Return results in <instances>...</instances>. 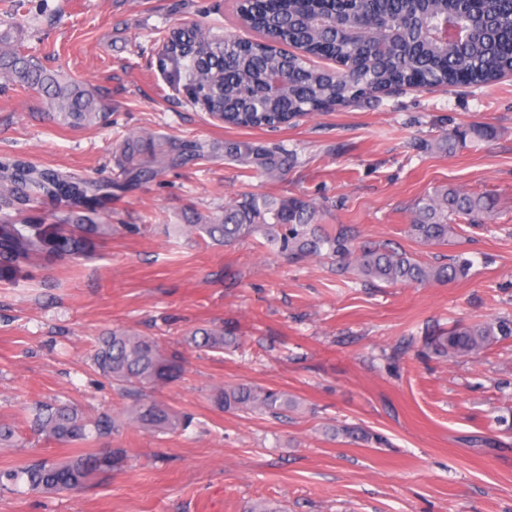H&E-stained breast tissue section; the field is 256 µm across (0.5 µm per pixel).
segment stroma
I'll return each instance as SVG.
<instances>
[{
  "label": "stroma",
  "mask_w": 512,
  "mask_h": 512,
  "mask_svg": "<svg viewBox=\"0 0 512 512\" xmlns=\"http://www.w3.org/2000/svg\"><path fill=\"white\" fill-rule=\"evenodd\" d=\"M236 0H0V39L59 71L106 105L73 127L47 94L0 79V159L92 181L121 180L127 137L165 148L208 144L207 157L164 170L93 206L114 225L79 261L40 262L0 280V423L16 430L0 469L30 458L60 461L69 444L45 440L44 403L87 414L128 401L92 362L115 329L157 338L184 357L181 379L156 392L192 416L175 433L121 430L123 467L73 494L0 490V512H244L253 501L282 512H512V339L475 358L421 353L429 331L512 318V76L457 88H404L277 129H237L213 119L185 84H172L160 49L176 27L239 32ZM491 138L447 149L442 138L471 123ZM228 140L295 154L276 179L224 155ZM487 193L491 223L443 246L406 233L426 190ZM243 192L302 196L322 224H349L424 261L463 255L466 278L390 286L362 281L323 258L298 263L259 240L225 248L175 234L174 225L220 215ZM235 326L241 343L221 352L190 346L195 328ZM253 383L295 397L287 421L225 412L214 388ZM354 424L388 438L343 445L327 427Z\"/></svg>",
  "instance_id": "stroma-1"
}]
</instances>
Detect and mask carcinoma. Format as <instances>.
<instances>
[{"mask_svg":"<svg viewBox=\"0 0 512 512\" xmlns=\"http://www.w3.org/2000/svg\"><path fill=\"white\" fill-rule=\"evenodd\" d=\"M236 14L258 38L185 29L186 48L171 50L165 61L170 77L190 81L209 114L230 127L276 129L321 111L328 102L350 106L390 89L412 86L416 80L426 87H457L488 84L512 73V0H280L275 4L255 0L250 5L237 4ZM451 16L466 24L465 40L437 43L423 37V28ZM286 45L295 51L284 49ZM316 59L330 60L336 67L316 65ZM272 73L285 74L282 88L274 94L263 82ZM0 78L50 92L59 115L72 126L101 117V103L94 94L9 46H0ZM491 136L490 126L473 123L452 129L444 141L451 146ZM152 146V138L146 135L124 145L129 162L124 176L138 181L148 168L157 174L204 152L201 144L187 145L174 155ZM224 154L267 176L288 166V157L278 148L226 140ZM0 195L18 207L48 200L67 208L62 224H14L4 218L0 223L2 278L21 275L36 260L82 256L92 240L112 237L114 225L89 223L85 206L88 198H112L110 182L90 181L15 156L0 161ZM494 216V198L438 186L419 199L407 232L422 245L441 246L457 235L460 223L488 224ZM176 230L224 246L260 236L264 247L292 262L329 258L364 281L387 285L450 283L470 271V261L461 256L430 263L389 243H358L350 225L326 228L319 222L315 204L299 196L242 193L224 203L221 217L205 224H179ZM508 339H512V319L497 318L435 331L424 337L422 348L426 356L462 359ZM236 341L222 325L201 327L189 337L190 344L203 350H222ZM94 362L119 390L138 396L126 410L127 423L162 433L191 425L189 416L149 396L181 378L178 352L162 349L150 336L114 330L99 343ZM212 398L226 411H258L276 418L297 406L284 391L249 383L226 385L215 390ZM37 421L47 440L68 442L81 451L62 462L31 459L0 470V490L75 492L123 460L120 448L86 449L119 431L122 422L110 413L88 417L72 406L46 405ZM326 435L344 442H384L382 436L348 424L333 426Z\"/></svg>","mask_w":512,"mask_h":512,"instance_id":"carcinoma-1","label":"carcinoma"}]
</instances>
